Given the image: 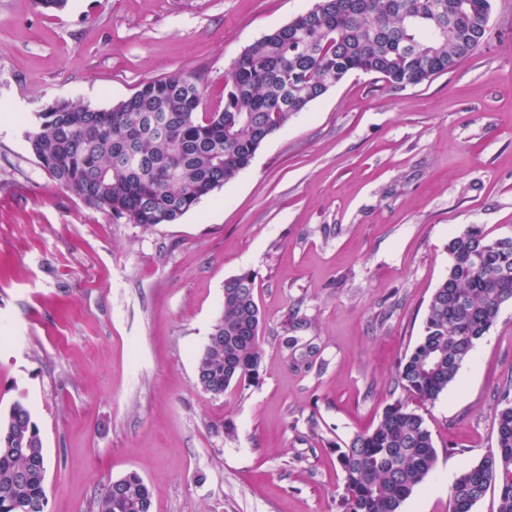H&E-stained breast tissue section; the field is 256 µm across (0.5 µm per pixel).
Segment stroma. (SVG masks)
<instances>
[{
    "instance_id": "stroma-1",
    "label": "stroma",
    "mask_w": 512,
    "mask_h": 512,
    "mask_svg": "<svg viewBox=\"0 0 512 512\" xmlns=\"http://www.w3.org/2000/svg\"><path fill=\"white\" fill-rule=\"evenodd\" d=\"M313 3L0 0V410H32L48 512H96L130 471L152 512H343L338 448L397 401L438 454L401 512H448L460 470L495 449L512 302L436 401L395 379L449 240L472 224L512 235V0H492L487 41L447 73L405 88L348 75L175 224L87 207L23 138L18 115L107 108L181 72L222 108L244 48ZM245 271L259 376L215 397L196 359Z\"/></svg>"
}]
</instances>
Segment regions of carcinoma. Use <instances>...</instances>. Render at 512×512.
<instances>
[{
	"label": "carcinoma",
	"mask_w": 512,
	"mask_h": 512,
	"mask_svg": "<svg viewBox=\"0 0 512 512\" xmlns=\"http://www.w3.org/2000/svg\"><path fill=\"white\" fill-rule=\"evenodd\" d=\"M491 0H316L288 24L251 43L208 112L201 80L176 73L142 84L109 108L58 101L26 121L38 166L85 205L150 230L174 224L249 167L258 148L349 74L403 88L445 73L490 33ZM448 274L427 305L423 335L397 383L434 401L476 342L512 301V236L470 225L448 242ZM262 312L255 277L224 281V306L197 359L196 384L220 397L259 375ZM496 450L463 468L450 512H471L498 487L497 512H512V389L496 410ZM344 512H400L434 470L437 450L422 415L398 401L339 449ZM48 459L31 409L0 415V512L19 504L47 512ZM136 472L110 482L97 512H151Z\"/></svg>",
	"instance_id": "carcinoma-1"
}]
</instances>
